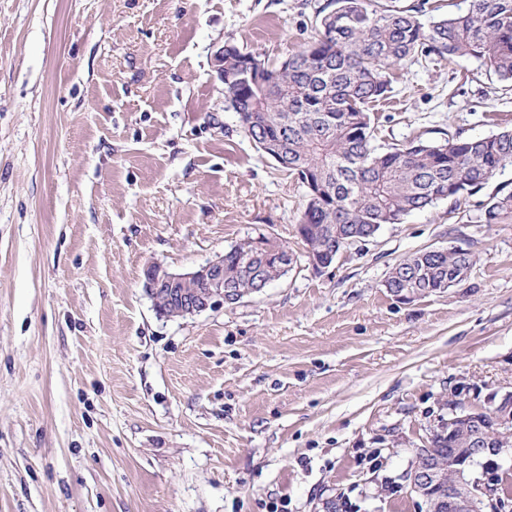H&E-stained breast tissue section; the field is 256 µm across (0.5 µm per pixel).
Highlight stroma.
Masks as SVG:
<instances>
[{"instance_id":"35a3bbf8","label":"stroma","mask_w":512,"mask_h":512,"mask_svg":"<svg viewBox=\"0 0 512 512\" xmlns=\"http://www.w3.org/2000/svg\"><path fill=\"white\" fill-rule=\"evenodd\" d=\"M325 2L0 0V512H421L418 450L512 391V219L485 220L512 168L235 304L166 318L145 290L261 234L303 254L305 188L212 60L281 61ZM371 117L384 148L512 131V85L422 58ZM432 248L466 279L398 301ZM473 265L470 253H459L452 249L424 250L414 253L396 264L389 272L385 287L393 295L400 293V300H406L404 295L411 293L425 296L438 291H444L464 278L459 275L454 281L448 282V274L460 269H468ZM461 280L458 284H460ZM457 284V285H458Z\"/></svg>"}]
</instances>
